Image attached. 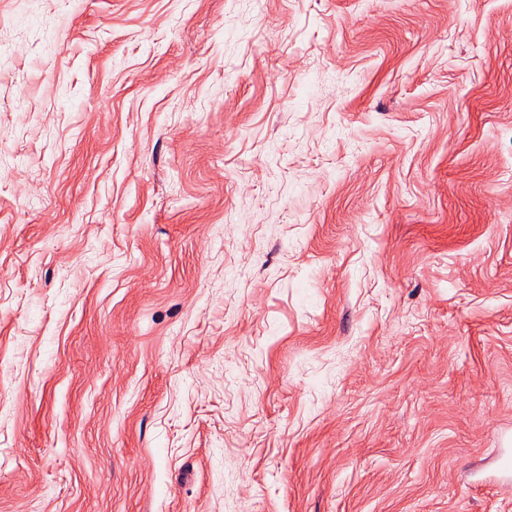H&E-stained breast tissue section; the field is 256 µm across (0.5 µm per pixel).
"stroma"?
Instances as JSON below:
<instances>
[{"mask_svg": "<svg viewBox=\"0 0 512 512\" xmlns=\"http://www.w3.org/2000/svg\"><path fill=\"white\" fill-rule=\"evenodd\" d=\"M512 0H0V512H512Z\"/></svg>", "mask_w": 512, "mask_h": 512, "instance_id": "1", "label": "stroma"}]
</instances>
